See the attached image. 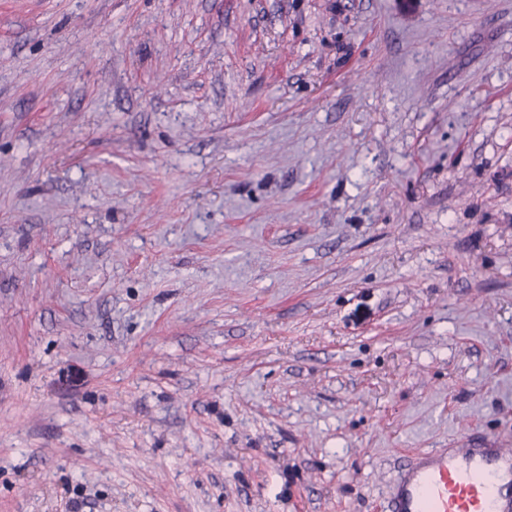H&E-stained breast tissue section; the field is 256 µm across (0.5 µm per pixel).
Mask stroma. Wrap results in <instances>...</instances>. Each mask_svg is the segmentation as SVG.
Wrapping results in <instances>:
<instances>
[{
    "label": "stroma",
    "mask_w": 512,
    "mask_h": 512,
    "mask_svg": "<svg viewBox=\"0 0 512 512\" xmlns=\"http://www.w3.org/2000/svg\"><path fill=\"white\" fill-rule=\"evenodd\" d=\"M512 451V0H0V512H389Z\"/></svg>",
    "instance_id": "35a3bbf8"
}]
</instances>
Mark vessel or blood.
<instances>
[{
    "label": "vessel or blood",
    "mask_w": 512,
    "mask_h": 512,
    "mask_svg": "<svg viewBox=\"0 0 512 512\" xmlns=\"http://www.w3.org/2000/svg\"><path fill=\"white\" fill-rule=\"evenodd\" d=\"M391 512H512V457L491 448L422 453L398 480Z\"/></svg>",
    "instance_id": "b4317fda"
}]
</instances>
